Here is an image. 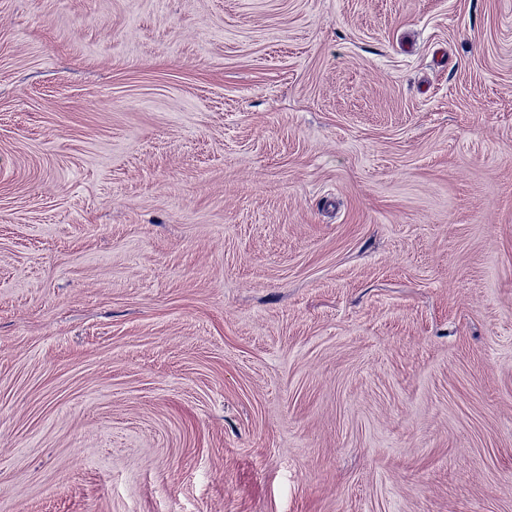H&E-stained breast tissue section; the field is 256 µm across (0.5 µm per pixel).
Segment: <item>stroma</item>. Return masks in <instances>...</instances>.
Masks as SVG:
<instances>
[{
	"label": "stroma",
	"instance_id": "1",
	"mask_svg": "<svg viewBox=\"0 0 512 512\" xmlns=\"http://www.w3.org/2000/svg\"><path fill=\"white\" fill-rule=\"evenodd\" d=\"M0 512H512V0H0Z\"/></svg>",
	"mask_w": 512,
	"mask_h": 512
}]
</instances>
